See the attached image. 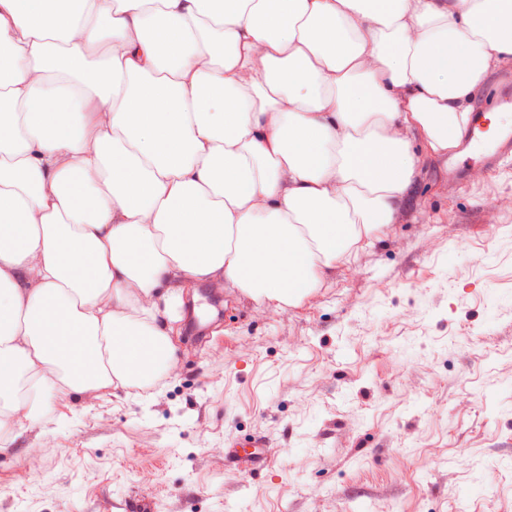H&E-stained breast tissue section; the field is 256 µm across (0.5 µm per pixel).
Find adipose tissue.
<instances>
[{
  "instance_id": "adipose-tissue-1",
  "label": "adipose tissue",
  "mask_w": 512,
  "mask_h": 512,
  "mask_svg": "<svg viewBox=\"0 0 512 512\" xmlns=\"http://www.w3.org/2000/svg\"><path fill=\"white\" fill-rule=\"evenodd\" d=\"M509 58L512 0H0V420L151 387L199 284L300 305Z\"/></svg>"
}]
</instances>
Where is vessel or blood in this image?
Wrapping results in <instances>:
<instances>
[{"label":"vessel or blood","instance_id":"vessel-or-blood-1","mask_svg":"<svg viewBox=\"0 0 512 512\" xmlns=\"http://www.w3.org/2000/svg\"><path fill=\"white\" fill-rule=\"evenodd\" d=\"M512 155V77L502 76L499 89L485 103L482 111L473 113L466 151L456 158L448 173L449 181L464 183L468 168L497 166ZM266 443L258 436L247 444L232 441L228 454L232 461L250 470L261 469L266 459Z\"/></svg>","mask_w":512,"mask_h":512}]
</instances>
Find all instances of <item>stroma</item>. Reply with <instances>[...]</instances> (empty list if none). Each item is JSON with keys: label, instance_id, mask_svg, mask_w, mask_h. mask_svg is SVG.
I'll return each mask as SVG.
<instances>
[{"label": "stroma", "instance_id": "stroma-1", "mask_svg": "<svg viewBox=\"0 0 512 512\" xmlns=\"http://www.w3.org/2000/svg\"><path fill=\"white\" fill-rule=\"evenodd\" d=\"M154 389L0 425V512H512V161L421 157L380 241L301 306L202 286ZM268 441L261 470L226 444Z\"/></svg>", "mask_w": 512, "mask_h": 512}]
</instances>
